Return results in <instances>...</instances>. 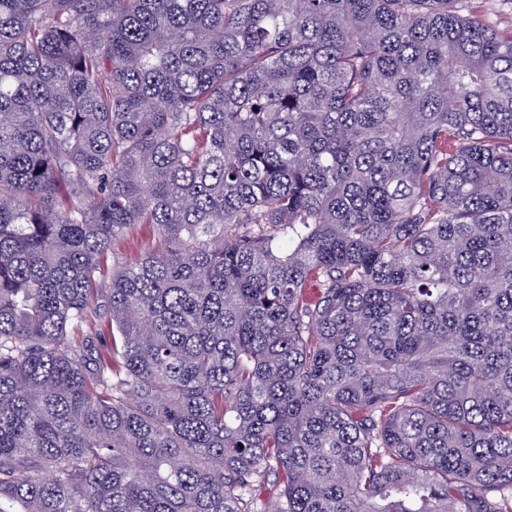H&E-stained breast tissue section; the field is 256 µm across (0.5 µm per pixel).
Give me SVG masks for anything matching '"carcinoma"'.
<instances>
[{"label":"carcinoma","instance_id":"carcinoma-1","mask_svg":"<svg viewBox=\"0 0 512 512\" xmlns=\"http://www.w3.org/2000/svg\"><path fill=\"white\" fill-rule=\"evenodd\" d=\"M134 224L160 245L104 277ZM265 484L512 512V33L467 0H0V512Z\"/></svg>","mask_w":512,"mask_h":512}]
</instances>
